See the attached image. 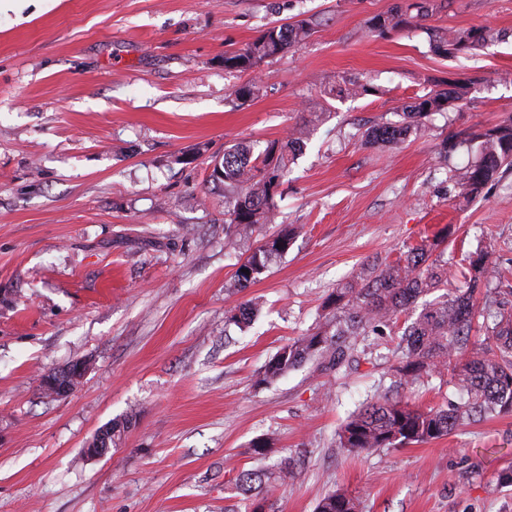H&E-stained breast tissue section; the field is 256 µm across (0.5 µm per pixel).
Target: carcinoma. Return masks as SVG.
<instances>
[{"label":"carcinoma","mask_w":512,"mask_h":512,"mask_svg":"<svg viewBox=\"0 0 512 512\" xmlns=\"http://www.w3.org/2000/svg\"><path fill=\"white\" fill-rule=\"evenodd\" d=\"M433 9L430 0H413L373 17L369 30L384 34L427 18ZM311 32L309 20L270 27L245 48L224 54V67H243L278 55L306 40ZM492 39L493 34L484 28H469L450 37H436L432 48L440 55L456 57L482 48ZM465 94V85L450 82L446 89L421 96L402 108L400 121L368 128L366 143L397 145L412 131L421 129L424 118L456 107ZM465 143L476 147L475 159L453 172L457 197L469 200L497 182L503 170L512 169V117L461 141L455 136L446 138L441 153L449 159ZM297 144L296 137L286 142L269 141L260 150L250 142L238 143L224 152V159L214 163L212 181L224 185V193L233 199V207L224 212L225 233L245 237L257 225L271 223L274 198ZM293 235V231L285 230L274 237L272 245L265 244L247 257L236 271L237 286L246 288L256 280L271 256L288 250ZM434 246V242H425L402 252L397 261L382 268H362L327 298V305L337 312L335 331L320 328L281 347L264 367L258 383H269L310 361L322 372L338 371L354 361L360 338L448 284V262L432 257ZM500 275L491 252L479 250L470 261V275L463 285L425 303L416 319L404 328L398 343L400 358L394 367L397 383L412 385L425 376H447L467 399L450 402L444 408L422 410L381 395L349 416L339 432L338 447L348 452H369L427 443L451 434L465 420L512 412V311L502 308L490 288ZM478 315L492 320L485 326V347L469 359L458 361L456 357L462 355ZM289 466L286 461L277 472L263 467L243 471L238 481L250 490L261 491L266 500L283 486ZM357 509L356 498L335 491L321 500L317 512Z\"/></svg>","instance_id":"1"}]
</instances>
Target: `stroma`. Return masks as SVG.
<instances>
[{"label":"stroma","mask_w":512,"mask_h":512,"mask_svg":"<svg viewBox=\"0 0 512 512\" xmlns=\"http://www.w3.org/2000/svg\"><path fill=\"white\" fill-rule=\"evenodd\" d=\"M400 0H26L0 12V512H247L241 471L291 465L265 512H315L340 490L359 512H512V414L425 444L349 453L343 422L392 381L400 323L367 336L340 374L313 364L267 385L285 344L330 315L324 302L367 264L440 239L450 287L478 245L493 249L512 299V171L454 201L438 154L448 134L512 115V0H448L385 34L369 20ZM302 19L309 38L247 70L224 54ZM481 27L472 55L435 53L430 35ZM247 101L234 91L251 79ZM357 78L370 94L340 96ZM459 80L461 107L432 113L395 147L374 124ZM301 133L274 223L224 231L215 160L239 142ZM295 237L248 288L235 272L287 225ZM245 327L227 321L246 301ZM82 360L71 395L42 376ZM429 409L458 400L439 379L400 387ZM127 427L103 459L97 431ZM270 439L258 462L252 444ZM118 426V423L112 422V424L101 427L95 434L94 439L88 444L86 453L92 458L105 457L112 448V429L114 430Z\"/></svg>","instance_id":"1"}]
</instances>
